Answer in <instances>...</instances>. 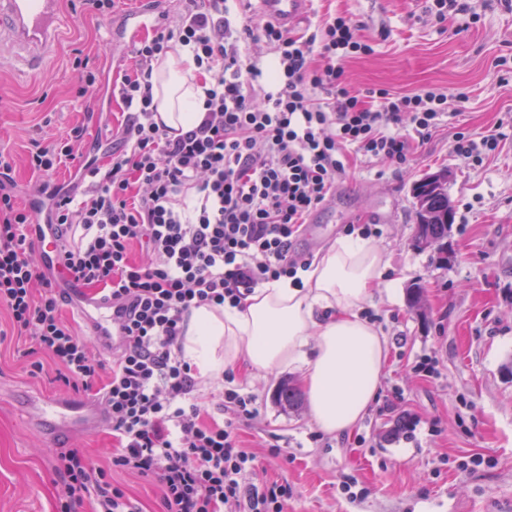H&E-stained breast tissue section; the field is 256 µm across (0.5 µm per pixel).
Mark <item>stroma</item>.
Wrapping results in <instances>:
<instances>
[{
  "label": "stroma",
  "mask_w": 512,
  "mask_h": 512,
  "mask_svg": "<svg viewBox=\"0 0 512 512\" xmlns=\"http://www.w3.org/2000/svg\"><path fill=\"white\" fill-rule=\"evenodd\" d=\"M438 20L433 0H312V32L329 13L356 22L369 51L337 59L351 90L411 94L432 87L463 92L466 108L449 113L403 165L383 159L353 162L310 217L325 227L317 256L348 225L373 224L375 243L392 259L369 310L389 338V360L376 402L352 433L319 434L306 401L276 400L296 375L273 371L234 383L256 398V417L242 430L256 454L258 478L289 484L288 512H512V0H459ZM182 0H125L103 26L87 0H62L66 25L57 50L36 77L0 64V153L14 162L20 185L34 138L51 140L70 126H88L85 150L108 166L123 120L120 100L105 90L78 93L68 72L73 49L109 75L135 65L129 39L141 11L146 35L174 20ZM506 135L498 154L467 166L449 153L456 133L478 137L495 125ZM447 170L455 220L448 262L419 250L412 184ZM421 306L409 303L412 286ZM0 342V512H56L57 454L44 428L28 416L33 393L56 398L51 369L31 374L20 350L27 338ZM438 360V377L415 369L421 355ZM357 479L359 498L343 494Z\"/></svg>",
  "instance_id": "35a3bbf8"
}]
</instances>
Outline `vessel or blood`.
<instances>
[{
    "label": "vessel or blood",
    "mask_w": 512,
    "mask_h": 512,
    "mask_svg": "<svg viewBox=\"0 0 512 512\" xmlns=\"http://www.w3.org/2000/svg\"><path fill=\"white\" fill-rule=\"evenodd\" d=\"M261 19L289 28L303 22L309 0H256ZM63 23L61 0H0V58L18 62L23 74L39 71L55 51V36ZM80 311L91 322L95 335L109 344L122 336L116 327L111 302L84 298ZM32 417L47 425L51 435L101 427L106 416L96 403H77L40 397L32 400Z\"/></svg>",
    "instance_id": "1"
}]
</instances>
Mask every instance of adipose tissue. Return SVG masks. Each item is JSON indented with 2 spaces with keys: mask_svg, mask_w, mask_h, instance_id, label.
<instances>
[{
  "mask_svg": "<svg viewBox=\"0 0 512 512\" xmlns=\"http://www.w3.org/2000/svg\"><path fill=\"white\" fill-rule=\"evenodd\" d=\"M150 82L158 125L185 131L201 119L204 93L187 48L168 53ZM389 267L371 240L338 238L301 272V285L282 279L254 289L241 306L193 309L183 357L205 383L229 368L248 377L300 371L315 426L336 437L352 432L377 398L388 361L387 336L362 311Z\"/></svg>",
  "mask_w": 512,
  "mask_h": 512,
  "instance_id": "1",
  "label": "adipose tissue"
}]
</instances>
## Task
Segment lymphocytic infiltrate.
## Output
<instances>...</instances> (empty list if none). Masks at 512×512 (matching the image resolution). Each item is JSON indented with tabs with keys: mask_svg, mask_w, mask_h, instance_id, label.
I'll return each mask as SVG.
<instances>
[{
	"mask_svg": "<svg viewBox=\"0 0 512 512\" xmlns=\"http://www.w3.org/2000/svg\"><path fill=\"white\" fill-rule=\"evenodd\" d=\"M236 7L188 0L175 25L134 45L109 169L84 155V126L35 143L27 166L41 199L25 207L0 154V309L30 339L34 371L52 365L61 390L96 394L114 448L107 468L79 448L58 455V512L86 502L91 512H139L113 479L119 471L156 479L161 512H288L291 487L256 481V456L240 439L257 414L254 397L225 389L213 415L196 395L192 368L177 353L186 319L194 308L236 306L258 285L308 270L294 243L351 155L404 164L440 127L448 102L468 101L431 89L355 93L335 65L369 50L349 17L330 15L319 32L295 35L269 22L238 26ZM248 40L273 50V73L244 51ZM178 45L209 86L201 120L172 137L154 120L150 78ZM502 140L494 130L477 140L460 135L450 154L479 164ZM65 164L74 169L66 186L55 180ZM37 224L59 241L68 283L112 300L125 339L110 371L59 313L53 271L31 248ZM137 246L145 249L139 258Z\"/></svg>",
	"mask_w": 512,
	"mask_h": 512,
	"instance_id": "f902f5d3",
	"label": "lymphocytic infiltrate"
}]
</instances>
